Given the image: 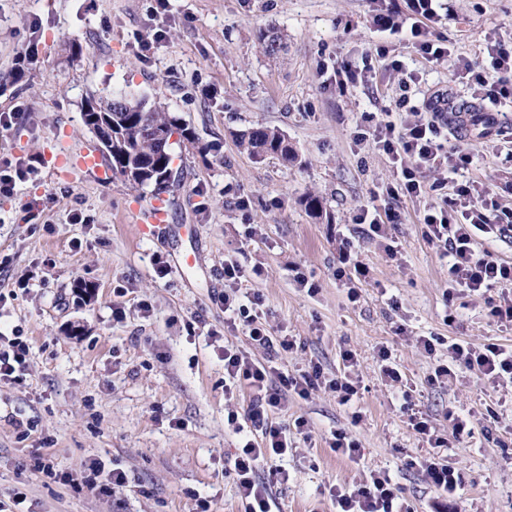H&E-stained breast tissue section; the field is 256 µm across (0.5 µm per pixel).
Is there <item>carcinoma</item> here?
<instances>
[{"label":"carcinoma","mask_w":512,"mask_h":512,"mask_svg":"<svg viewBox=\"0 0 512 512\" xmlns=\"http://www.w3.org/2000/svg\"><path fill=\"white\" fill-rule=\"evenodd\" d=\"M285 35L278 31L261 34L260 41L268 55L283 47ZM84 125L92 118L111 129L112 154L106 156L112 174L132 186H154L157 191L166 188L172 176L173 147L165 149L153 139L157 130H166L180 136V142H195L194 131L176 118L162 105L145 108V100L131 103L125 98L111 102L101 96H88L81 106ZM238 144L251 157L262 160L272 155L285 162L296 161V154L288 145L285 135L276 127L258 125L239 135Z\"/></svg>","instance_id":"carcinoma-1"}]
</instances>
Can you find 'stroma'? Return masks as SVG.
I'll return each instance as SVG.
<instances>
[{"mask_svg":"<svg viewBox=\"0 0 512 512\" xmlns=\"http://www.w3.org/2000/svg\"><path fill=\"white\" fill-rule=\"evenodd\" d=\"M446 2L438 29L452 55L435 64L396 39L378 40L364 22L367 0H170L164 20L152 15L155 0H0V113H26L0 129V160L41 162L16 195H0V259L8 261L0 333L30 347L24 383H0V499L23 490L24 512H200L203 501L211 512H244L224 467L240 444L227 414L243 413L252 390L225 393L223 345L259 360L267 353L243 332L224 331L219 297L230 257L250 270L243 287L261 296L273 335L295 340L278 360L282 370L295 375L316 362L333 376L344 351L357 360L355 408L321 388L270 412L272 422L308 426L282 463L287 482L260 467L280 512H333L329 485L357 486L378 472L395 477L413 512H428L435 490L411 462L430 447L380 375L383 346L416 409L448 436V460L464 476L451 512H512V383L479 382L465 369L445 384L432 379L449 342L512 346V327L488 319L485 297L449 293L446 261L422 236L423 214L441 205L443 191L393 203L402 215L391 230L396 257L357 237L353 224L360 206L388 202L395 181L388 157L358 135L361 113L393 109L399 75L379 62L372 86L341 89L336 68L381 42L418 75L411 105L449 87L471 99L476 86L456 78L457 61L488 39H512V0ZM160 27L164 39L141 56L140 40ZM272 28L286 37L275 56L260 42ZM31 37L38 54L16 68ZM121 92L164 103L198 137L176 153L164 192L169 229L159 237L139 236L129 210L149 193L107 170L62 177L46 158L53 148L94 147L81 105L92 93ZM261 124L284 133L294 163L240 149L238 134ZM487 142L463 132L457 146L474 160L462 176L512 208V162ZM310 196L320 198V214L308 211ZM343 235L370 269L353 301L336 277ZM299 272L315 293L297 286ZM420 336L435 338L434 354L417 348ZM451 409L469 419L455 436ZM337 430L358 442V462L331 451ZM38 454L73 485L45 479ZM93 462L122 469L126 483L106 494L78 488Z\"/></svg>","mask_w":512,"mask_h":512,"instance_id":"stroma-1","label":"stroma"}]
</instances>
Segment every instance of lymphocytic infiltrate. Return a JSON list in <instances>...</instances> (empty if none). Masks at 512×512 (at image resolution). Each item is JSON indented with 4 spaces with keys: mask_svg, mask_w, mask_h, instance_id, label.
I'll list each match as a JSON object with an SVG mask.
<instances>
[{
    "mask_svg": "<svg viewBox=\"0 0 512 512\" xmlns=\"http://www.w3.org/2000/svg\"><path fill=\"white\" fill-rule=\"evenodd\" d=\"M441 8V0H404L400 6L370 10L366 24L374 32L403 35L424 59L442 62L447 60L450 50L447 38L436 30ZM486 53L490 60L487 70H480L478 62L470 59L459 60L458 65L474 74L477 85L484 89L477 97L479 110L472 114V121L492 126L498 122L500 105L512 103V41L488 44ZM392 67L401 73L400 95L395 102L397 117L383 119L372 112L361 115L374 143L388 156L394 169L396 185L388 193L394 199L425 196L432 189L425 179L426 173L443 174L452 195L444 199L442 206L426 211L423 235L446 258L449 287L467 295L487 296L489 319L497 325L512 327V263L495 257L483 246L489 239H512V224L502 222L499 205L484 184L457 181L458 171L471 164L472 158L440 136L441 128L460 117L461 112L444 92L426 101L424 111H405L418 77L404 71L401 61H393ZM244 277L245 272L236 261L225 260L224 326L231 331H243L253 344L270 351L271 356L260 361L232 342L224 344V377L232 384L245 381L251 385L254 396L247 418L261 432L260 439H246L230 466L240 497L246 503L245 512H273L271 489L259 477L258 469L261 463L287 455L289 437L286 427L269 422V412L284 406L289 394L305 398L320 387L335 392L340 404H349L358 394L352 376L356 359L351 351H344L343 370L331 378L315 363L296 376L280 372L273 356L291 350L293 341L273 335L261 322L256 310L261 299L256 294L244 295L240 289ZM460 367L478 369L482 378L492 383L512 381V348L496 343L479 347L467 342L450 343L448 358L436 362L434 376L440 381L447 380ZM409 424L433 449L432 454L419 457L417 464L442 498L441 503L435 504L434 512H448L443 501L455 496L461 476L456 467L438 454L447 441L422 412L411 413ZM328 493L336 512H410L400 497L398 483L383 473L372 474L369 481L356 489L330 485Z\"/></svg>",
    "mask_w": 512,
    "mask_h": 512,
    "instance_id": "obj_1",
    "label": "lymphocytic infiltrate"
}]
</instances>
